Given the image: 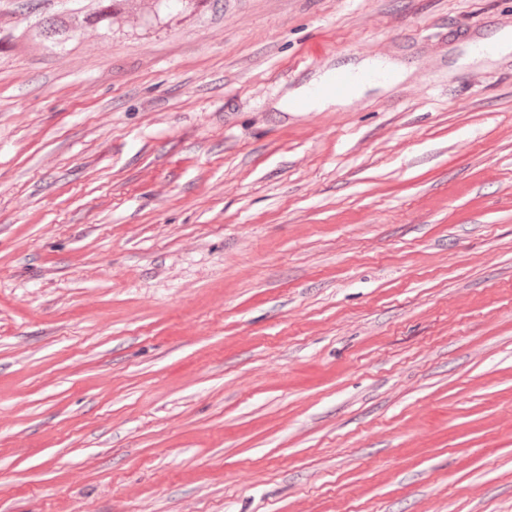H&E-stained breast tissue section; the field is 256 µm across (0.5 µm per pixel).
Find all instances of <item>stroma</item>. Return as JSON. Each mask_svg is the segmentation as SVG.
I'll return each mask as SVG.
<instances>
[{
	"instance_id": "35a3bbf8",
	"label": "stroma",
	"mask_w": 512,
	"mask_h": 512,
	"mask_svg": "<svg viewBox=\"0 0 512 512\" xmlns=\"http://www.w3.org/2000/svg\"><path fill=\"white\" fill-rule=\"evenodd\" d=\"M98 3L0 0V512H512V0ZM78 27L73 25L63 16H54L44 19L37 29H29L26 34L32 37L42 38L48 47H63L78 36ZM332 74L319 77L322 84L328 82ZM352 83L351 76L346 72L336 71L328 85H321L314 88L315 95H323L330 93L336 96H345L348 94ZM325 94L321 97L310 98L309 106L313 109L324 110L330 106H341L347 103V100L336 98V96Z\"/></svg>"
}]
</instances>
